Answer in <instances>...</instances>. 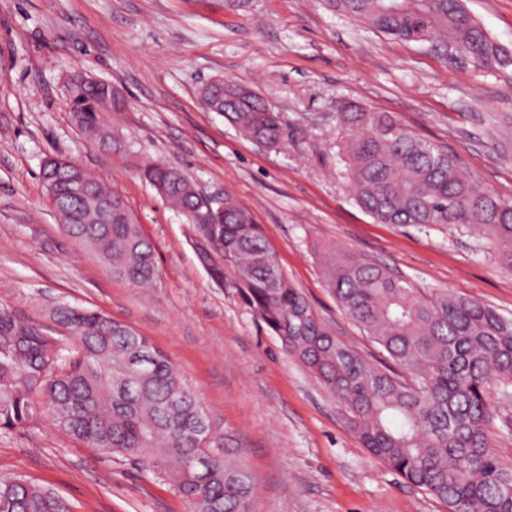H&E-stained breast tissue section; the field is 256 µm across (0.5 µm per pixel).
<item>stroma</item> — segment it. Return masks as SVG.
<instances>
[{
	"mask_svg": "<svg viewBox=\"0 0 512 512\" xmlns=\"http://www.w3.org/2000/svg\"><path fill=\"white\" fill-rule=\"evenodd\" d=\"M489 39L512 54V0H465ZM112 83L110 150L73 124L75 74ZM221 79L256 91L285 123L270 148L200 105ZM357 102L390 112L463 159L474 180L512 198V64L474 67L428 42H403L329 0H0V306L50 326L59 304L121 321L166 351L212 421L241 445L255 485L250 512H445L363 448L332 399L259 323L238 291L214 283L185 217L143 178L177 166L197 188L230 193L264 230L289 278L344 343L381 349L337 305L318 243L512 315V268L469 226L379 224L354 202L337 151L336 114ZM68 160L122 194L154 246L151 290L64 231L40 177ZM489 442L512 463V397L493 383ZM22 474L73 512H192L169 484L36 426L0 432V475Z\"/></svg>",
	"mask_w": 512,
	"mask_h": 512,
	"instance_id": "obj_1",
	"label": "stroma"
}]
</instances>
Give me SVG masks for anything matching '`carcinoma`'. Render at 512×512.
Listing matches in <instances>:
<instances>
[{
    "instance_id": "1",
    "label": "carcinoma",
    "mask_w": 512,
    "mask_h": 512,
    "mask_svg": "<svg viewBox=\"0 0 512 512\" xmlns=\"http://www.w3.org/2000/svg\"><path fill=\"white\" fill-rule=\"evenodd\" d=\"M336 9L408 42H432L479 67L507 65L512 56L493 43L463 0H334ZM67 95L72 120L98 141L108 138L100 110L117 102L112 84L76 74ZM240 133L277 148L285 124L260 97L226 82L201 99ZM341 150L355 202L383 224L476 226L512 265V199L473 180L462 160L405 127L388 112L349 105L336 113ZM80 175L89 198L69 195ZM58 203L77 220L64 225L94 249L115 275L147 288L156 276L154 247L120 205L122 196L86 171L62 164L42 168ZM149 183L187 216L190 242L221 287L235 288L252 314L282 342L335 402L363 447L425 491L447 512H512V465L489 445L488 387L512 384V316L446 290L425 291L384 265L346 250H320L327 287L338 306L391 364L376 366L338 339L303 291L283 271L250 211L226 194L212 211L207 193L171 166L145 169ZM112 199V211L92 199ZM52 328L0 307V431L47 415L71 438L131 461L168 481L193 512H249L252 476L235 440L218 430L169 355L132 327L94 310L60 304ZM136 363L132 382L121 372ZM209 450L204 477L190 462ZM0 512H72L53 488L22 475L0 477Z\"/></svg>"
}]
</instances>
